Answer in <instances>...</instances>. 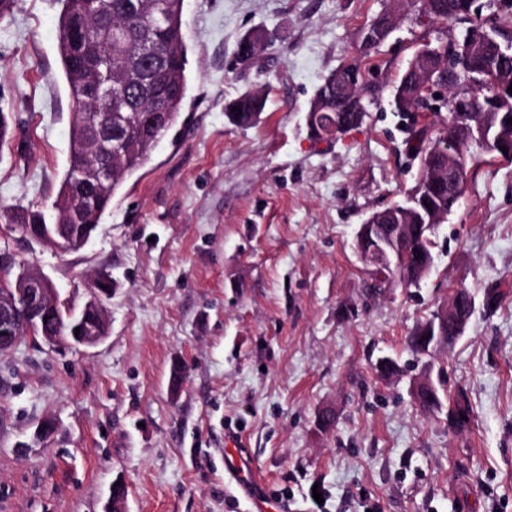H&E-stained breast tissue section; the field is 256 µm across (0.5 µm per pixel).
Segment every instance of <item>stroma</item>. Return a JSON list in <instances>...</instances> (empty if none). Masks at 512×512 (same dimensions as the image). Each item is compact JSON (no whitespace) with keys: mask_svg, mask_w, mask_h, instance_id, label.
<instances>
[{"mask_svg":"<svg viewBox=\"0 0 512 512\" xmlns=\"http://www.w3.org/2000/svg\"><path fill=\"white\" fill-rule=\"evenodd\" d=\"M390 7L184 0L181 115L88 245L61 252L0 219V248L42 270L61 301L83 308L94 277L112 276L98 344L27 337L0 355V512H104L116 481L126 512H250L225 480L229 439L289 512H512V162L469 159L419 286L371 293L354 250L359 225L418 175L390 93L418 49L461 30L418 22L410 0L391 38L363 50L361 29ZM59 12L58 0H14L0 24V105L13 113L0 209L49 210L69 165ZM256 33L260 54L240 64V41ZM345 63L377 94L360 126L314 143L309 103ZM257 88V122L234 125L227 104ZM462 285L475 299L464 335L414 360L407 336ZM382 356L397 364L385 377ZM425 373L444 385L431 413L411 393ZM459 384L463 432L446 407ZM49 417L57 428L38 439Z\"/></svg>","mask_w":512,"mask_h":512,"instance_id":"obj_1","label":"stroma"}]
</instances>
